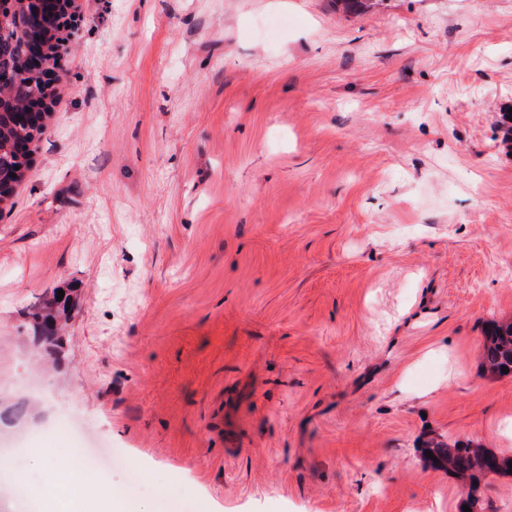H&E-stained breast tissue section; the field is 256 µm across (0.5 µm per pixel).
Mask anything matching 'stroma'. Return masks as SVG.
I'll return each instance as SVG.
<instances>
[{"instance_id":"obj_1","label":"stroma","mask_w":512,"mask_h":512,"mask_svg":"<svg viewBox=\"0 0 512 512\" xmlns=\"http://www.w3.org/2000/svg\"><path fill=\"white\" fill-rule=\"evenodd\" d=\"M75 2L0 208V474L90 439L104 512H461L420 447L512 456V0ZM61 301H57V292L52 298H47L39 305L34 306L30 313L34 327L40 338L49 344L59 341L57 336L62 319L67 316V305L61 307ZM482 367L492 376H512V320L491 321L484 331ZM508 367V373H502Z\"/></svg>"}]
</instances>
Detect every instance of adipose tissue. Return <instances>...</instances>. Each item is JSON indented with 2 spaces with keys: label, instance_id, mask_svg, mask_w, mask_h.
Masks as SVG:
<instances>
[{
  "label": "adipose tissue",
  "instance_id": "1",
  "mask_svg": "<svg viewBox=\"0 0 512 512\" xmlns=\"http://www.w3.org/2000/svg\"><path fill=\"white\" fill-rule=\"evenodd\" d=\"M32 468L47 490L52 493L47 503L48 512H70L82 498L84 474L44 448L33 452Z\"/></svg>",
  "mask_w": 512,
  "mask_h": 512
}]
</instances>
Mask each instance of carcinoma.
I'll return each instance as SVG.
<instances>
[{
  "mask_svg": "<svg viewBox=\"0 0 512 512\" xmlns=\"http://www.w3.org/2000/svg\"><path fill=\"white\" fill-rule=\"evenodd\" d=\"M11 0H0V78L14 76L23 69V57L29 49L28 32L19 29L16 12ZM46 126L33 124L17 130L14 128V115L0 112V174L15 172L21 165L20 157L26 144L37 149L45 133ZM34 327L40 338L49 344L59 341L57 330L62 319L67 316V306L61 305L57 297L47 298L33 307L30 313ZM482 367L492 376H512V320L492 321L484 331L482 344ZM509 372L502 373V368ZM432 457L424 458L427 466L441 470L467 487L463 504L471 509L484 512V502L480 495V483L489 475H506L512 457H504L491 449H474L469 440L443 442L432 439L425 445Z\"/></svg>",
  "mask_w": 512,
  "mask_h": 512,
  "instance_id": "1",
  "label": "carcinoma"
}]
</instances>
